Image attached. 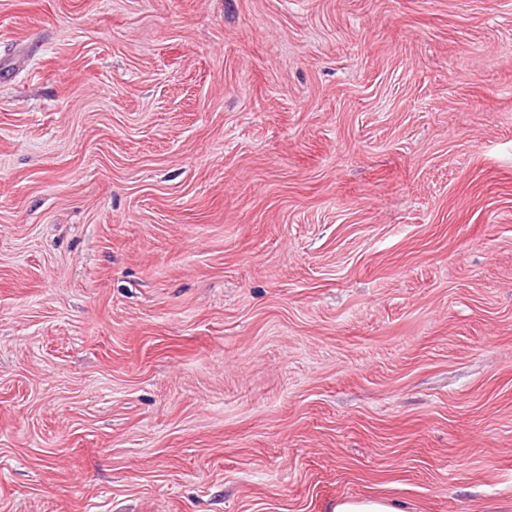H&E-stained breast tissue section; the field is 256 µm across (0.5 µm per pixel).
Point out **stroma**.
I'll use <instances>...</instances> for the list:
<instances>
[{
  "label": "stroma",
  "instance_id": "stroma-1",
  "mask_svg": "<svg viewBox=\"0 0 512 512\" xmlns=\"http://www.w3.org/2000/svg\"><path fill=\"white\" fill-rule=\"evenodd\" d=\"M512 499V0H0V512Z\"/></svg>",
  "mask_w": 512,
  "mask_h": 512
}]
</instances>
